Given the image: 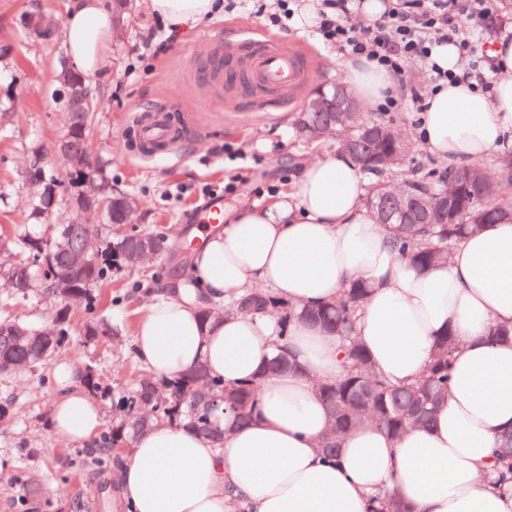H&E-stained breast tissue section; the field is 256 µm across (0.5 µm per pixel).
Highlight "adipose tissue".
Returning <instances> with one entry per match:
<instances>
[{
  "label": "adipose tissue",
  "instance_id": "1",
  "mask_svg": "<svg viewBox=\"0 0 512 512\" xmlns=\"http://www.w3.org/2000/svg\"><path fill=\"white\" fill-rule=\"evenodd\" d=\"M167 25L186 32L220 12V0H148ZM115 30L112 0H73L63 38L76 68L96 71ZM493 95L468 82L428 90L413 137L439 161L484 159L512 143V37L490 39ZM343 80L363 111L385 104L399 76L360 57L342 61ZM367 182L350 156L306 160L289 192L267 206L225 211L202 235L191 268L194 285L220 313L202 322L194 293L154 294L134 333V353L158 381L206 368L225 385L259 380L252 421L230 428L223 447L179 425L137 436L116 473L110 512H368L379 489H396L412 512H512V483H490L499 433L512 429V341L494 328L512 324V223L467 235L448 264L418 268L400 257L387 228L366 204ZM369 290L355 334L372 364L396 384L426 371L436 340L454 332L451 385L432 426L391 439L363 423L337 457L319 443L331 415L317 385L341 372L336 336L302 320L245 316L234 302L263 290L301 308L336 300L350 283ZM288 334L296 369L262 375L273 342ZM50 426L61 438L99 439L102 405L59 369Z\"/></svg>",
  "mask_w": 512,
  "mask_h": 512
}]
</instances>
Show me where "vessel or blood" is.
<instances>
[{
  "label": "vessel or blood",
  "instance_id": "b4317fda",
  "mask_svg": "<svg viewBox=\"0 0 512 512\" xmlns=\"http://www.w3.org/2000/svg\"><path fill=\"white\" fill-rule=\"evenodd\" d=\"M206 77L214 86L225 88V109H232L244 95L257 109L267 111L289 104L306 86L309 66L301 48L284 47L266 34L243 38L231 28L214 43ZM177 110L176 104L161 102L133 119L131 126L138 132L136 157L170 153L183 143L188 126L177 117Z\"/></svg>",
  "mask_w": 512,
  "mask_h": 512
}]
</instances>
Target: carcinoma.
I'll use <instances>...</instances> for the list:
<instances>
[{
  "label": "carcinoma",
  "instance_id": "cac0c4a2",
  "mask_svg": "<svg viewBox=\"0 0 512 512\" xmlns=\"http://www.w3.org/2000/svg\"><path fill=\"white\" fill-rule=\"evenodd\" d=\"M134 0H113L116 30L124 29L131 14ZM22 31L33 30L43 38L55 35L56 23L48 15L25 16L20 19ZM66 122V143L79 153L84 149L95 122V113L72 110L64 94H58ZM397 116L391 112L367 115L356 112L343 118L336 125V151L354 157L371 180L366 197L367 206L379 221L390 227L396 238L401 256L419 268L437 263H447L454 249L467 234L486 224L512 221V200L506 198L512 188V152L500 153L491 164V170L479 165L448 167L438 172L413 166L405 171V179L395 190L408 189L419 195L436 196L452 191L456 200L454 217L450 221L437 220L433 224H403L392 215L394 204L379 203L380 194L387 190L388 178L399 164L389 162L397 150L403 156L418 151V144L411 141L396 126ZM385 128L393 139L366 142L362 127ZM78 176H68L63 181L49 165L43 166L48 198L60 199L62 187L70 189L68 206L84 192L86 183L112 197V183L103 175V166L90 161L89 156L78 160ZM44 197L39 196L28 214L31 229L19 233L0 226V277L8 285L7 294L0 302V359L8 362L24 360L28 368H43L60 353L68 340L70 304L79 302L87 313L85 334L90 338L118 335L112 323L98 310L97 295L93 287L112 281V274L122 270L130 275L140 265L131 254L130 246L142 241L155 244L153 255L165 254L170 246L169 234L160 226L148 227L137 223V202L130 199L127 223H111L110 210L101 213V223L83 224L82 214L66 218L51 225V234L43 237L36 230L40 218L47 210ZM66 282L68 293L58 292L60 282ZM39 290L57 298L60 309L53 325L48 328L52 339L41 343L43 329L14 316L13 308ZM367 290L360 283L344 289L336 302L317 309L305 308L300 312L304 319L320 324L340 334L342 373L317 386V392L331 408L332 432L322 448L333 453L338 448L337 439L369 420L382 427L396 439L412 428L428 424L440 402L448 395L451 357L457 348V340L451 333L437 340L432 362L422 378L410 386H399L376 371L356 337L351 335L354 319L362 307ZM267 297L260 291L243 294L236 304L242 314L259 315L265 312ZM288 357L287 346H277L270 370L273 372L294 368ZM156 381L143 373L130 391L122 396L123 415L112 431L103 435L102 445L86 452L85 458L94 465H106L119 457L112 455V445L129 440L143 433L154 423L179 421L209 438L218 445L221 436L212 429L210 414L201 406L191 405L196 390L204 388L224 398L236 420L247 421L254 409L258 383L242 386H226L224 380L211 376L206 369H198L179 388L169 390L168 400L154 397ZM495 470L498 481H506L512 475V432L501 435L500 450ZM18 488L19 512H32L37 504L50 506L40 490L24 477L14 478ZM372 512H407V505L396 494L385 491L373 498Z\"/></svg>",
  "mask_w": 512,
  "mask_h": 512
}]
</instances>
